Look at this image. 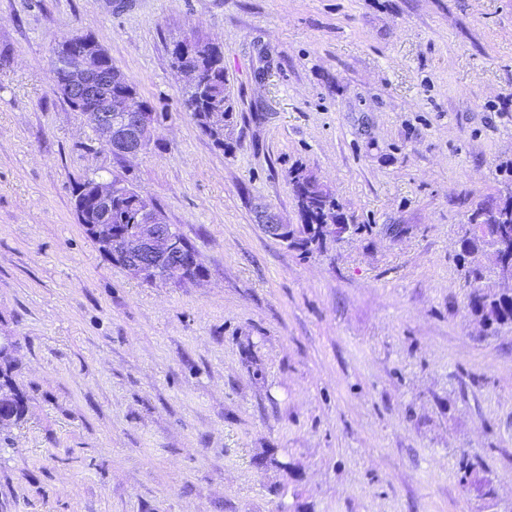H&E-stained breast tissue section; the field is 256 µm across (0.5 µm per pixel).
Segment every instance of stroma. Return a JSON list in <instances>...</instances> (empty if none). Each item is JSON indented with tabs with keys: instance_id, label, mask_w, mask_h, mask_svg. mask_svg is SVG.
Here are the masks:
<instances>
[{
	"instance_id": "1",
	"label": "stroma",
	"mask_w": 512,
	"mask_h": 512,
	"mask_svg": "<svg viewBox=\"0 0 512 512\" xmlns=\"http://www.w3.org/2000/svg\"><path fill=\"white\" fill-rule=\"evenodd\" d=\"M76 32L160 113L144 154L57 93ZM187 37L224 59L221 149L171 64ZM297 167L349 226L311 254L258 223H301ZM91 177L156 205L202 278L108 261ZM510 193L512 0H0V331L29 397L0 512H512V332L479 339L458 261ZM496 201L488 202L486 205H481L479 208H476L469 216L468 218V225H466V228L468 229L469 233H479L486 235L488 239L491 240V251L496 252V254L499 256L498 249L500 248V231L499 230H492L488 226L484 224H489L494 219V214L497 210V206L495 205ZM479 220L480 222H483V224H471V221L473 220ZM460 470H463L461 481L468 487L472 482L478 485L479 491L485 498H495L496 490L492 481L484 474V466L480 459H465L461 461ZM477 498L480 492L475 487L468 488Z\"/></svg>"
}]
</instances>
